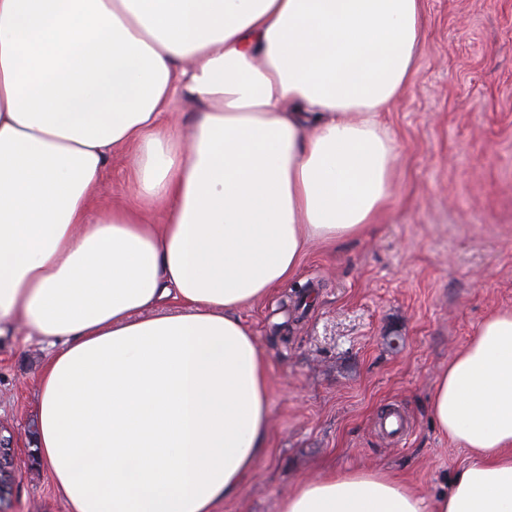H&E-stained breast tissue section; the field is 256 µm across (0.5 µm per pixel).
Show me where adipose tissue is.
<instances>
[{
  "mask_svg": "<svg viewBox=\"0 0 512 512\" xmlns=\"http://www.w3.org/2000/svg\"><path fill=\"white\" fill-rule=\"evenodd\" d=\"M424 27V0H0V334L49 353L37 446L68 512H218L268 457L239 312L388 207ZM127 150L134 203H99ZM429 411L469 454L447 489L327 469L279 512H512V309Z\"/></svg>",
  "mask_w": 512,
  "mask_h": 512,
  "instance_id": "adipose-tissue-1",
  "label": "adipose tissue"
}]
</instances>
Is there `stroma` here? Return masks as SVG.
<instances>
[{
  "instance_id": "stroma-1",
  "label": "stroma",
  "mask_w": 512,
  "mask_h": 512,
  "mask_svg": "<svg viewBox=\"0 0 512 512\" xmlns=\"http://www.w3.org/2000/svg\"><path fill=\"white\" fill-rule=\"evenodd\" d=\"M387 121L392 202L360 239L311 244L299 276L242 311L269 357L271 454L219 512H279L321 467L391 470L433 493L467 453L430 420L439 372L491 310L512 308V0H425V41ZM133 152L99 192L130 198ZM47 353L0 335V435L13 490L0 512H68L33 446ZM396 407L409 429L378 422Z\"/></svg>"
}]
</instances>
